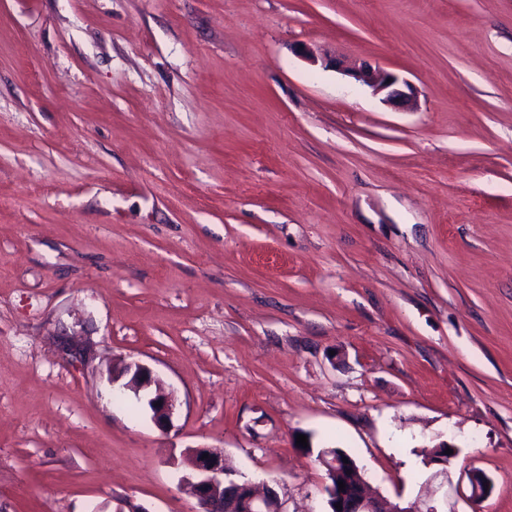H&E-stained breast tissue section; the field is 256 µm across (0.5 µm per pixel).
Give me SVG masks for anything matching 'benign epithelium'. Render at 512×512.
<instances>
[{
	"instance_id": "1",
	"label": "benign epithelium",
	"mask_w": 512,
	"mask_h": 512,
	"mask_svg": "<svg viewBox=\"0 0 512 512\" xmlns=\"http://www.w3.org/2000/svg\"><path fill=\"white\" fill-rule=\"evenodd\" d=\"M346 74L355 81L370 87L374 93L384 94L383 101L401 108L412 104L413 91L410 84L400 75L376 68L367 62L346 69ZM128 375L130 379L124 388L140 396L142 392L154 391L148 397L147 404L151 411V420L157 428L165 431L171 424L174 398L165 391L162 381L152 371L139 362L124 364L119 376ZM208 458H202L203 454ZM345 455L326 452L321 454L322 466L331 474L343 471H360L353 459L343 462ZM186 464L190 473L180 481L190 484L199 510L197 512H283L280 495L275 487L268 484L257 487L248 480H238L226 470L224 452L216 448H195L186 452ZM470 485L469 499L479 502L487 497L493 489L492 479L480 469L468 473ZM331 498L328 499L330 512H440L437 507L436 491L426 494V509L413 503L402 506L367 491L365 481L354 484L345 483L341 490L336 485H329ZM341 504L337 510L335 504Z\"/></svg>"
}]
</instances>
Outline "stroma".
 <instances>
[{"instance_id": "stroma-1", "label": "stroma", "mask_w": 512, "mask_h": 512, "mask_svg": "<svg viewBox=\"0 0 512 512\" xmlns=\"http://www.w3.org/2000/svg\"><path fill=\"white\" fill-rule=\"evenodd\" d=\"M191 448L512 512V0H0V512H196ZM344 71L355 81L370 87L375 94L383 93V101L392 106L408 108L412 104V88L397 73L373 67L367 62ZM387 79H390V83H387ZM129 374H131L130 379L123 388L133 392L136 397L140 398L141 392H145L149 396V391L152 387L155 388L154 395L147 399L151 420L160 430H167L173 414L174 398L172 393L166 392L162 381L155 377L148 367L139 362L125 363L116 377L112 374V380L114 382L117 378ZM156 403H161V406H156ZM468 481L471 491L469 499L473 502L481 501L492 492V479L483 470H470L468 473Z\"/></svg>"}]
</instances>
